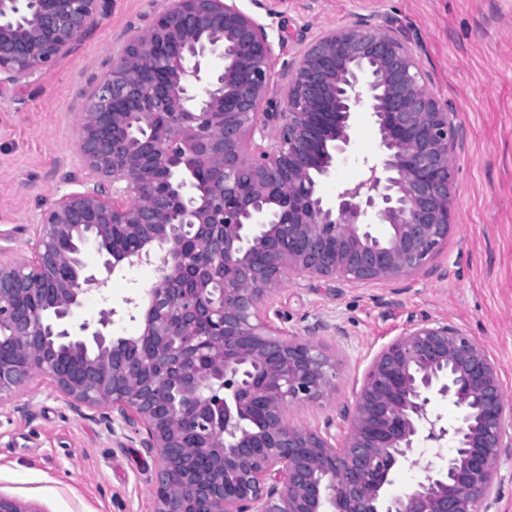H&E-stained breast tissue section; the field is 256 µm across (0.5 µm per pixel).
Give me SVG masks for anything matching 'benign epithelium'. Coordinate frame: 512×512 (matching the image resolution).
<instances>
[{"label":"benign epithelium","instance_id":"benign-epithelium-1","mask_svg":"<svg viewBox=\"0 0 512 512\" xmlns=\"http://www.w3.org/2000/svg\"><path fill=\"white\" fill-rule=\"evenodd\" d=\"M112 0H0V87L52 68ZM273 45L236 0H174L83 92L80 150L98 181L43 215L34 259H0V395L47 374L73 404H110L144 433L153 512H473L512 452L499 368L447 319L408 325L370 361L340 422L306 429L288 410L336 390L335 357L286 336L267 303L285 274L348 283L424 269L448 237L463 135L400 36L331 30L288 68L279 112L263 110ZM363 111L380 157L328 203L318 193ZM206 160L200 168L199 160ZM387 225L371 231V220ZM121 231L107 277L153 264L125 299L136 336L75 334L85 275L75 245ZM93 353L72 368L65 348ZM460 412L449 426L432 400ZM336 431H331V426ZM445 466L409 489L392 475L424 441ZM0 512H41L0 494Z\"/></svg>","mask_w":512,"mask_h":512}]
</instances>
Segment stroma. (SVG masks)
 Wrapping results in <instances>:
<instances>
[{
    "label": "stroma",
    "mask_w": 512,
    "mask_h": 512,
    "mask_svg": "<svg viewBox=\"0 0 512 512\" xmlns=\"http://www.w3.org/2000/svg\"><path fill=\"white\" fill-rule=\"evenodd\" d=\"M274 46L263 107L279 111L285 73L327 31L369 24L408 41L428 90L465 130L455 152L457 204L431 264L394 282L288 279L269 317L288 336L323 320L321 343L339 375L333 403L294 409L321 427L355 396L374 354L412 321L445 317L498 364L512 398V0H238ZM171 0H112L111 10L51 69L0 92V257L31 258L44 212L92 179L80 152L82 89L151 26ZM379 155L376 128L358 117L351 144L318 191L326 200ZM155 266H123L107 286L85 283L76 325L96 330L156 279ZM106 405H74L50 378L0 398V493L41 512H151L152 461L132 432H112Z\"/></svg>",
    "instance_id": "stroma-1"
}]
</instances>
